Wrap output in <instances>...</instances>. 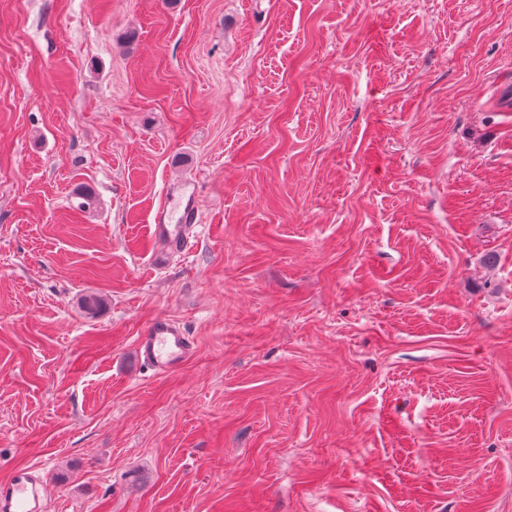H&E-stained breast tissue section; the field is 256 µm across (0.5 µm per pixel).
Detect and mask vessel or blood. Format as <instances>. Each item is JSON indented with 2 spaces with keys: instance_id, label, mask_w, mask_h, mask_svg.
<instances>
[{
  "instance_id": "vessel-or-blood-1",
  "label": "vessel or blood",
  "mask_w": 512,
  "mask_h": 512,
  "mask_svg": "<svg viewBox=\"0 0 512 512\" xmlns=\"http://www.w3.org/2000/svg\"><path fill=\"white\" fill-rule=\"evenodd\" d=\"M196 185L183 181L167 187L165 199L153 211L151 231L161 256H185L197 224ZM136 355L143 367L156 375L180 369L193 355L195 341L180 321L158 316L135 339ZM45 481L40 471L17 470L0 482V512H44Z\"/></svg>"
}]
</instances>
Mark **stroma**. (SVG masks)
<instances>
[{
	"label": "stroma",
	"instance_id": "35a3bbf8",
	"mask_svg": "<svg viewBox=\"0 0 512 512\" xmlns=\"http://www.w3.org/2000/svg\"><path fill=\"white\" fill-rule=\"evenodd\" d=\"M510 75L512 0H0V481L512 512ZM186 178L192 252L155 264ZM159 315L196 342L163 377ZM196 193L195 183L187 180L167 187L164 201L153 211L151 231L161 256L185 257L190 253L192 230L199 222ZM175 211L179 216L172 224ZM135 350L146 370L154 375H168L192 357L195 341L183 323L170 316H158L136 337Z\"/></svg>",
	"mask_w": 512,
	"mask_h": 512
}]
</instances>
